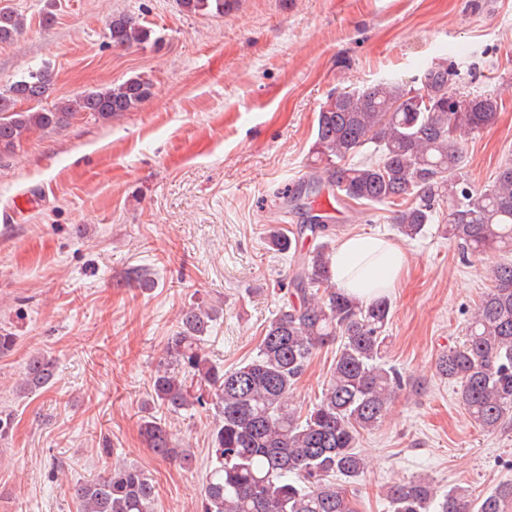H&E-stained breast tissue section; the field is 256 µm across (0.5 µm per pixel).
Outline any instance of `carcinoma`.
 Listing matches in <instances>:
<instances>
[{
  "instance_id": "obj_1",
  "label": "carcinoma",
  "mask_w": 512,
  "mask_h": 512,
  "mask_svg": "<svg viewBox=\"0 0 512 512\" xmlns=\"http://www.w3.org/2000/svg\"><path fill=\"white\" fill-rule=\"evenodd\" d=\"M226 2L179 0L184 11L201 15L224 14ZM25 28L22 14L0 6L1 43L15 41ZM153 34L132 15H115L108 24L114 47L145 45ZM456 76L455 68L442 64L424 73L420 88L386 79L331 96L317 115L314 164L340 202L395 206L390 222L410 240L439 222L473 255L512 251V162L477 191L463 156L468 137L497 121L501 103L492 95L452 92ZM52 86L53 71L44 64L0 89V153L15 150L34 129L60 128L81 113L108 121L132 112L152 95L153 83L136 75L45 106ZM365 153L370 158L355 160ZM268 246L280 253L297 243L273 229ZM493 281L464 340L435 363L487 432L512 419V263L496 267ZM290 283L289 299L268 321L256 354L231 370L206 351L218 314L211 307L182 309L178 331L168 340L152 382L153 403L175 414L215 410L210 438L216 462L198 512H355L354 484L367 469L360 435L378 426L404 382L383 361L391 303L339 291L326 242L298 257ZM333 344L330 378L320 402L304 415L295 402L296 385L313 355ZM54 376V360L33 354L19 393H37ZM139 429L155 456L193 466V453L176 446L162 421L144 416ZM71 495L78 512H153L157 491L142 470L120 465L102 479L76 483ZM386 497L391 512H512V480L472 498L412 477L389 486Z\"/></svg>"
}]
</instances>
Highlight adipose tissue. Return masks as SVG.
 <instances>
[{
	"label": "adipose tissue",
	"instance_id": "adipose-tissue-1",
	"mask_svg": "<svg viewBox=\"0 0 512 512\" xmlns=\"http://www.w3.org/2000/svg\"><path fill=\"white\" fill-rule=\"evenodd\" d=\"M405 263V253L397 243L367 234H353L336 247L334 281L337 288L368 300L395 287Z\"/></svg>",
	"mask_w": 512,
	"mask_h": 512
}]
</instances>
